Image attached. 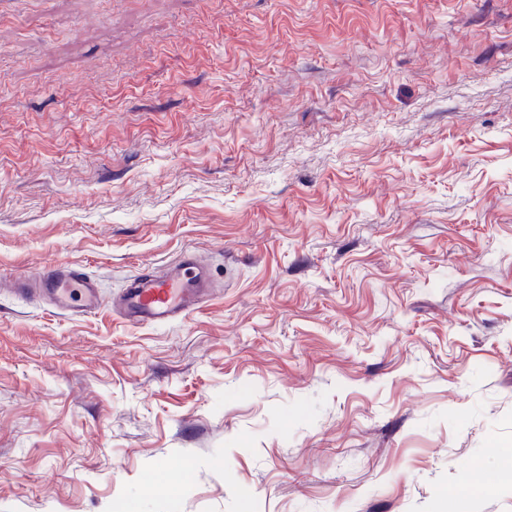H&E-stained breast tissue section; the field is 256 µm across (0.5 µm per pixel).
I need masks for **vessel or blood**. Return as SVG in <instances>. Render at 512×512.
I'll return each instance as SVG.
<instances>
[{"mask_svg": "<svg viewBox=\"0 0 512 512\" xmlns=\"http://www.w3.org/2000/svg\"><path fill=\"white\" fill-rule=\"evenodd\" d=\"M8 283L15 294L46 300L60 310L93 312L102 305L94 281L77 265H47L34 275H15ZM213 291L209 270L192 251L169 264L165 273L147 276L126 288L113 307L132 325H162L196 309Z\"/></svg>", "mask_w": 512, "mask_h": 512, "instance_id": "b4317fda", "label": "vessel or blood"}]
</instances>
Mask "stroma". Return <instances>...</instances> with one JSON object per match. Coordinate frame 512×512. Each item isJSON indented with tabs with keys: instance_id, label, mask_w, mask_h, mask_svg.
I'll return each mask as SVG.
<instances>
[{
	"instance_id": "stroma-1",
	"label": "stroma",
	"mask_w": 512,
	"mask_h": 512,
	"mask_svg": "<svg viewBox=\"0 0 512 512\" xmlns=\"http://www.w3.org/2000/svg\"><path fill=\"white\" fill-rule=\"evenodd\" d=\"M188 249L211 298L113 311ZM49 262L104 303L0 289V512H512V0H0Z\"/></svg>"
}]
</instances>
